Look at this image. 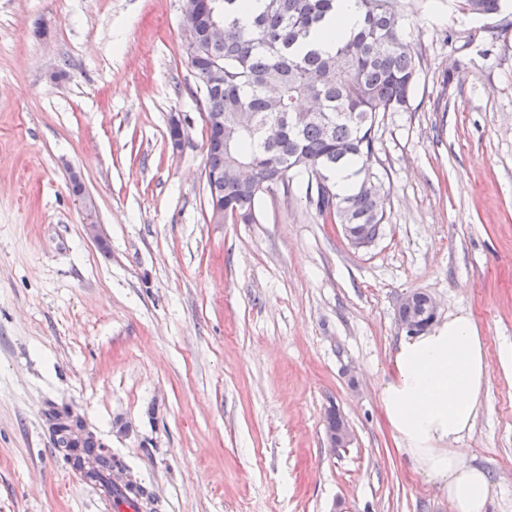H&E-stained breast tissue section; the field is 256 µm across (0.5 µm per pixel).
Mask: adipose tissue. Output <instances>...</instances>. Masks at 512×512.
<instances>
[{"instance_id":"1","label":"adipose tissue","mask_w":512,"mask_h":512,"mask_svg":"<svg viewBox=\"0 0 512 512\" xmlns=\"http://www.w3.org/2000/svg\"><path fill=\"white\" fill-rule=\"evenodd\" d=\"M485 339L469 313L400 340L379 396L415 471L448 496L449 512H488L494 481L466 464L459 440L474 426L488 381Z\"/></svg>"}]
</instances>
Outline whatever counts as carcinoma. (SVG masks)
<instances>
[{
  "label": "carcinoma",
  "instance_id": "obj_1",
  "mask_svg": "<svg viewBox=\"0 0 512 512\" xmlns=\"http://www.w3.org/2000/svg\"><path fill=\"white\" fill-rule=\"evenodd\" d=\"M224 3V14L215 10ZM249 0H194L186 23L200 16L224 17V39L209 46L207 58L193 63L203 84L201 111L211 117L210 134L229 139L228 149L206 154L205 167L224 173V182L208 183V197L224 199V215L247 212L254 221L258 196L271 188L281 169L308 174L306 199L316 202L323 220L354 224L369 231L384 223L377 181L369 169L377 116L407 107L416 79L417 54L404 33L394 0H356L361 21L356 31L331 50L316 46L322 24L336 14V0H263L264 8L243 23L237 14ZM462 9L494 15L502 0H460ZM224 62V84L206 86L208 58ZM315 103L321 118L291 123L298 102ZM248 112L251 130L235 128ZM355 167L354 185L341 190L336 172ZM430 297L414 296L402 315L428 313Z\"/></svg>",
  "mask_w": 512,
  "mask_h": 512
}]
</instances>
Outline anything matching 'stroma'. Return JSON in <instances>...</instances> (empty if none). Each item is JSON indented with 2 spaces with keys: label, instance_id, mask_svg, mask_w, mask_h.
Instances as JSON below:
<instances>
[{
  "label": "stroma",
  "instance_id": "stroma-1",
  "mask_svg": "<svg viewBox=\"0 0 512 512\" xmlns=\"http://www.w3.org/2000/svg\"><path fill=\"white\" fill-rule=\"evenodd\" d=\"M399 7L416 84L377 119L386 216L356 249L302 175L254 222L212 223L182 0H0V512H97L60 474L51 403L156 512H448L379 399L413 292L485 338L460 445L495 481L489 512H512V0ZM332 408L349 447L328 446Z\"/></svg>",
  "mask_w": 512,
  "mask_h": 512
}]
</instances>
